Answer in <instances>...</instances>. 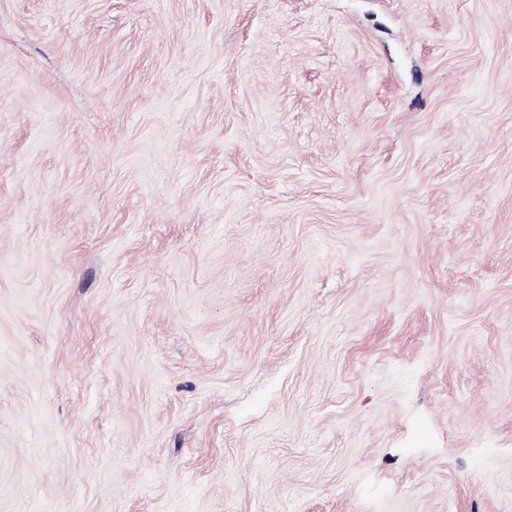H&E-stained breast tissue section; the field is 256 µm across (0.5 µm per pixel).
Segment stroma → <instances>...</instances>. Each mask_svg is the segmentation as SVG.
<instances>
[{"label": "stroma", "mask_w": 512, "mask_h": 512, "mask_svg": "<svg viewBox=\"0 0 512 512\" xmlns=\"http://www.w3.org/2000/svg\"><path fill=\"white\" fill-rule=\"evenodd\" d=\"M0 512H512V0H0Z\"/></svg>", "instance_id": "obj_1"}]
</instances>
